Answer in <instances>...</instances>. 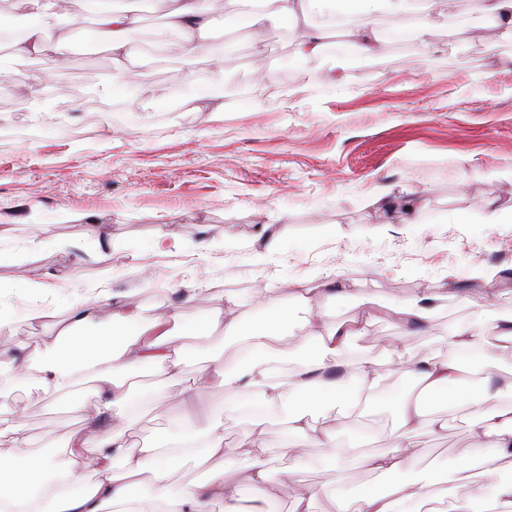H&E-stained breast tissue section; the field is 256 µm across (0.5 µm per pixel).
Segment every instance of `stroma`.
<instances>
[{
	"mask_svg": "<svg viewBox=\"0 0 512 512\" xmlns=\"http://www.w3.org/2000/svg\"><path fill=\"white\" fill-rule=\"evenodd\" d=\"M480 6L481 0H435L425 51L387 38L393 20L379 15L378 51L357 69L332 50L289 68V32L215 27L205 46L223 49L224 80L257 88L254 111L228 103L213 112L211 94L193 91L178 98L177 111L149 110V97L183 85L181 44L159 23L139 25L130 48L149 39L168 66L127 60L132 77L119 98L101 91L114 71L103 46L75 41L70 62L19 59L20 83L0 86V221L18 229L12 260L0 263V295L15 308L0 346L17 336L39 339L67 322L65 299L100 283L147 319L172 313L173 288L203 289V299L183 309L192 319L228 297L247 309L262 297L289 306L328 279L352 281L362 297L391 307L358 339L379 358L386 340L402 334L393 307L414 298L429 296L438 306L429 332L407 337L415 355L434 351L436 337L469 318L472 304L490 301L495 312H512V224L446 220L453 210L476 218L484 210L482 185L463 186V172L512 170V41L481 20ZM332 73L345 79L334 98L304 94ZM33 98L48 101L51 112H29L25 103ZM381 188L425 203L421 223L380 211L374 195ZM50 211L58 220L40 223L38 213ZM97 224L110 228L102 247L93 234ZM263 224L307 241V248L262 254L256 235ZM161 231L172 236L164 251L154 246ZM203 234L217 242L206 254L195 247ZM43 239L55 247L36 249ZM137 266L144 274H134ZM45 279L55 303L47 317L28 321L27 299L13 286ZM121 376L170 396L155 408L132 404L141 444L169 427L201 428L207 415H223V386L194 413L161 369ZM23 397L27 408L17 421L35 447L49 454L65 448L81 427L70 396L31 389ZM473 444L467 421L452 413L444 437L416 438L415 450L444 481ZM319 455L308 449L298 464L272 451L277 512H287L294 489L283 482V469L310 484L327 480Z\"/></svg>",
	"mask_w": 512,
	"mask_h": 512,
	"instance_id": "obj_1",
	"label": "stroma"
}]
</instances>
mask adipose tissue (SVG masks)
Segmentation results:
<instances>
[{"label": "adipose tissue", "instance_id": "ef3b65f1", "mask_svg": "<svg viewBox=\"0 0 512 512\" xmlns=\"http://www.w3.org/2000/svg\"><path fill=\"white\" fill-rule=\"evenodd\" d=\"M167 27L183 46L187 82L217 77L223 56L204 51L202 39L215 26L232 30L238 12L248 13L262 30L276 33L289 22L303 20L296 52L320 53L331 30L350 23L352 46L362 55L375 49L373 17L388 11L413 18L411 27H397V38L426 47L434 0H235L237 11L216 15L212 0H168ZM25 14L0 11V43L10 42L15 59L38 53L68 62L74 54L71 36L108 47L113 59L128 53L136 20L117 9L114 0H96L95 27L83 28L71 0H27ZM353 284L328 282L321 299L299 295L295 308L271 299L256 311L242 310L234 299L213 310L205 320L186 323L183 312L169 320L144 323L109 288L70 302L67 324L37 341L18 340L14 351L0 349V388L34 385L44 395L69 393L83 426L61 453L33 450L30 438L16 424L19 403L0 405V437H10L13 451L0 454V512H242L244 496L264 501L274 495L268 479V427L277 423L288 432L282 444L290 455L322 449L330 463L350 459L384 477L390 490L383 496L346 494L334 481L299 484L288 512H314L318 497H326L332 512H512V479L503 480V465L512 466V371L489 370L486 360L504 342H512V312L494 324L458 322L438 337L441 349L419 358L404 355L405 339L392 337L385 350L412 390L397 402L395 422L387 432L390 450L365 447L363 415L371 404L387 398V369L377 359L356 351V339L371 320L366 308L360 319L323 322L321 302L359 300ZM223 326L236 339L243 356L186 373L187 338L202 339ZM313 347L309 357H297L279 367L275 350ZM161 367L180 387L183 401L205 398L223 385L226 414L247 410L250 430L247 474L234 477L238 451L224 439L223 417L203 431L173 429L152 448L130 439L132 420L126 411L130 389L114 375L115 368ZM93 382L92 400L78 395L84 380ZM463 411L474 438L487 451L457 458L453 480L437 483L431 468H414V439L436 436L448 428L447 412ZM210 463L213 475L203 483L174 487L171 478L182 464ZM149 476V504L128 497L130 481Z\"/></svg>", "mask_w": 512, "mask_h": 512}]
</instances>
